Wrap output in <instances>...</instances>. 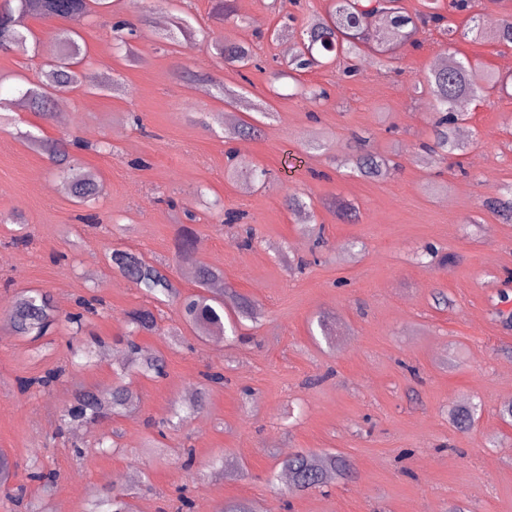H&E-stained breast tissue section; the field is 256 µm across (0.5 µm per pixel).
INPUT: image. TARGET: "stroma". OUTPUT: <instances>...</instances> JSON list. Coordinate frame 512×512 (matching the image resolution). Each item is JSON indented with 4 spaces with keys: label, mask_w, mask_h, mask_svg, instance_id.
I'll return each instance as SVG.
<instances>
[{
    "label": "stroma",
    "mask_w": 512,
    "mask_h": 512,
    "mask_svg": "<svg viewBox=\"0 0 512 512\" xmlns=\"http://www.w3.org/2000/svg\"><path fill=\"white\" fill-rule=\"evenodd\" d=\"M330 4L250 0L221 21L215 0H181L195 36L161 42L155 20L167 16L165 0H122L110 17L33 19L35 49L0 53V97L9 101L0 115V454L13 466L11 486H25L27 498L42 495L27 479L36 458L56 474L52 512H83L106 473L115 490H133L135 512H175L183 491L192 512H220L230 502L252 512H512V423L500 416L512 402V223L481 207L512 185V85L470 100L467 149L443 169L425 161L421 145L435 114L428 94L413 89L450 52L512 73V48L467 34L475 15L512 20V0H471L449 16L462 32L455 41L419 32L415 42L394 43L389 63L357 59L352 78L335 61L275 77L283 44L299 42L306 20ZM116 18L137 30L130 51L112 38ZM72 26L89 69L120 88L64 92L69 121H47L25 109L13 76L38 82L57 33ZM208 30L250 45L262 70L224 64L202 40ZM246 79L252 100L267 102L274 117L228 142L201 115L223 111L217 85ZM319 88L327 101L304 98ZM34 128L50 139L111 143L109 154H76L103 186L99 228L80 220L66 191L48 190L50 160L18 136ZM322 131L332 134L329 148L307 149ZM359 136L389 159L386 178L340 167ZM242 145L251 162L227 179L226 153ZM254 169L269 172L266 187L245 182ZM292 193L310 197L312 210L289 211L284 198ZM199 195L206 205L218 200L221 209L245 212L251 246L221 224V209L205 206L187 221L183 210ZM185 222L195 231L192 260L220 269L225 288L260 305L259 318L203 343L177 307H163L159 332L137 341L165 356L166 376L134 379L141 401L131 413L93 427L65 424L75 391L111 386L118 365H72L63 324L35 343L12 334L6 313L15 296L46 290L62 313L78 298L100 296L108 312L82 338L112 343L127 332L126 312L147 301L111 268L110 250L162 261L181 294L195 293L192 260L174 247ZM428 245L448 264L419 263ZM61 364L67 374L50 390L18 392V378ZM210 368L225 380L209 388L204 410L149 447L152 422L168 417ZM463 404L476 407L468 431L448 416ZM99 433L120 453L92 448ZM188 449L190 486L180 468ZM328 451L346 458L350 473L321 489L291 490L288 457Z\"/></svg>",
    "instance_id": "stroma-1"
}]
</instances>
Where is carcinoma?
I'll list each match as a JSON object with an SVG mask.
<instances>
[{
    "label": "carcinoma",
    "mask_w": 512,
    "mask_h": 512,
    "mask_svg": "<svg viewBox=\"0 0 512 512\" xmlns=\"http://www.w3.org/2000/svg\"><path fill=\"white\" fill-rule=\"evenodd\" d=\"M391 2L394 3L392 7L388 6L386 0H335L334 7L326 16L304 25L301 47L287 62L288 70L302 72L320 65L322 59L340 53L360 57L365 53L363 46L368 43L369 17L374 13L385 25V32L376 35L370 46L373 56L381 64L390 61L391 40L408 41L421 29H438L448 32L450 36L454 35L455 30L447 24V17L439 12V0H428V11L414 14L398 5V0ZM110 8L111 0H3L0 15L11 17L13 24L5 31H0V53H28L31 35L29 21L32 19L89 17ZM207 38L210 46L224 58V63L240 68L260 67L248 45L226 44L212 30L207 33ZM80 40L81 35L74 29L60 31L57 35L58 51L45 62L40 84L22 91L21 98L28 108L44 119L52 117L55 97L59 93L79 86L90 91L104 88V84L96 77L80 69L86 54ZM511 80L509 75L478 69L466 57L458 58L452 53L448 54L447 66L431 70L424 79L438 118L432 126V142L423 144L422 148L441 162L463 150L464 143L458 138L457 131L459 122L466 120L467 114L457 111L458 100L504 91ZM217 95L229 109L242 105L254 109L249 90L243 85L234 90L219 84ZM206 118L208 121L204 125L207 127L212 122L223 125L224 138L229 141L253 131L251 123L243 119L226 122L222 112H209ZM20 137L48 155L59 172L64 189L76 204L89 206L96 202L101 193L100 185L91 171L70 156L68 143L42 139L30 131L20 133ZM348 163L354 172L370 178L384 177L389 172L387 160L371 152L353 155L348 158ZM482 207L511 222L512 188L506 189L497 198L485 201ZM109 259L113 270L132 282L142 295L158 303L178 298L163 265L121 249L112 250ZM192 275L200 291L178 299L183 321L191 326L199 339L206 341L213 336L224 335V313L229 306L235 308L241 318H254L258 315L259 305L245 296L234 293L226 301L224 293L209 291L210 284L220 276L216 268L199 263L193 266ZM76 305L77 311L62 316L55 309L49 293L33 288L16 296L9 309L8 322L16 335L34 342L46 336L52 325L62 318L71 326L72 337L75 338L83 334L90 317L105 309V302L98 296L81 297ZM128 318L137 332L153 333L158 330L156 316L148 307L132 311ZM119 344L125 350L120 371H135L147 378L166 375L164 356L142 348L131 335L120 339ZM63 374L64 369L56 367L39 376L22 378L18 380V391L21 394L46 391ZM202 378L198 387L189 392L187 400L170 414V419L155 424L158 436L166 437V430L173 419L181 421L183 416H191L203 410L207 387L224 383V373L219 370H208L202 373ZM74 399L75 405L65 414V423L91 425L103 416H119L132 411L139 397L129 384L119 382L105 391L79 390ZM346 467L345 458L332 452L320 455L298 453L284 463L290 482L299 491L329 483L332 476L342 474ZM28 479L43 485L46 492L53 487L51 473L44 471L35 459L29 466ZM86 512H133V505L129 494L101 489L91 495Z\"/></svg>",
    "instance_id": "obj_1"
}]
</instances>
